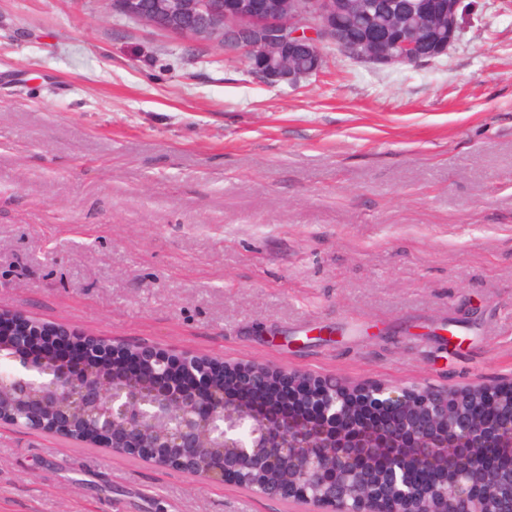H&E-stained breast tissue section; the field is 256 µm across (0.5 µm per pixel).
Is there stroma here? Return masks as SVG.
Here are the masks:
<instances>
[{"label": "stroma", "mask_w": 512, "mask_h": 512, "mask_svg": "<svg viewBox=\"0 0 512 512\" xmlns=\"http://www.w3.org/2000/svg\"><path fill=\"white\" fill-rule=\"evenodd\" d=\"M448 52L295 84L117 15L0 0V309L350 383L512 380V0ZM0 512H295L0 425Z\"/></svg>", "instance_id": "35a3bbf8"}]
</instances>
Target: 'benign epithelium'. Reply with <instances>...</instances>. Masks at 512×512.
Segmentation results:
<instances>
[{"label": "benign epithelium", "instance_id": "benign-epithelium-1", "mask_svg": "<svg viewBox=\"0 0 512 512\" xmlns=\"http://www.w3.org/2000/svg\"><path fill=\"white\" fill-rule=\"evenodd\" d=\"M461 0H378L362 6L358 0H112V10L180 40L208 41L225 49V55L244 54L259 61L255 76L268 83L293 84L321 72L323 45H335L352 59L375 66L412 65L422 61L420 46L431 45L440 56L459 36ZM409 19L399 39L385 43L380 37L377 11ZM358 23L364 32L356 43L338 37L339 23ZM0 320L17 329V339L47 337L82 344L85 354L108 357L128 353L120 343L84 336L75 329L47 324L19 312L0 310ZM51 368L39 382L33 400L21 399L0 422L11 423L18 414L30 415L37 425L72 430L71 420L58 405L78 394L95 399L100 386L112 375L94 376L89 369L47 356ZM143 362L154 375L180 370L208 389L216 374L227 372L245 388L259 382V366L230 367L222 362L183 352L170 354L154 345L133 351L128 361L129 385L112 388L104 408L89 411L101 433V446L135 454L162 467L191 456L193 439L202 429L224 423L219 442L224 453L204 457L196 468L212 479L229 482L255 465L288 462L297 472L284 485L263 487L261 495L300 499L316 512H503L512 504V476L491 471L475 449L491 439L497 451L512 457V382L472 383L435 390L386 383L332 385L300 371L272 368L275 384L288 391L291 402L302 400L306 414L255 415L249 432L239 429L243 418L237 402L215 395L198 400L172 384L150 386L139 378ZM31 369L12 366L0 372V385L28 388ZM477 394L497 408L487 420L479 409L464 401ZM178 418L165 433V441L143 437L145 420L164 421L168 410ZM362 411L382 414L412 412L413 417L388 430L370 431L356 425ZM264 449L257 456V449ZM419 470L441 472L443 481L423 483Z\"/></svg>", "mask_w": 512, "mask_h": 512}]
</instances>
